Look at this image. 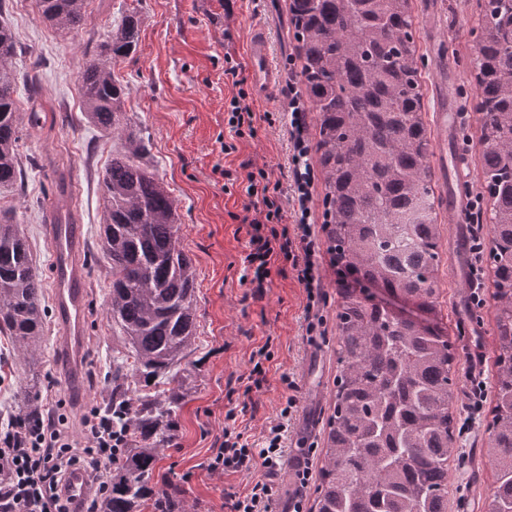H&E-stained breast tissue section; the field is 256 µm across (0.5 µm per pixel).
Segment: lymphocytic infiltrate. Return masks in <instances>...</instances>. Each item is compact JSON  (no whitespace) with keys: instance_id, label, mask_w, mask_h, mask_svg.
Returning <instances> with one entry per match:
<instances>
[{"instance_id":"f902f5d3","label":"lymphocytic infiltrate","mask_w":512,"mask_h":512,"mask_svg":"<svg viewBox=\"0 0 512 512\" xmlns=\"http://www.w3.org/2000/svg\"><path fill=\"white\" fill-rule=\"evenodd\" d=\"M289 126L291 128V165L300 218L293 228L283 227V192L280 183L271 182L265 170L247 172L245 192L253 215L244 257L247 272L242 280L262 294L270 283L271 271L278 261L290 262L298 282L307 293V333H314L321 320L315 315L321 299L318 276V244L308 222L312 171L308 164L309 146L303 137L305 109L296 91H289ZM277 421L267 425L261 447H252L234 424L235 411H227L224 439L213 449L206 466L214 477L229 473L260 471L244 494L226 497V512H274L276 486L274 478L284 462V442L288 421L297 406L295 382ZM65 415H47L35 423L15 417L0 430V512H70L63 496L67 472L84 467L95 480V489L84 504V512H99L102 498L109 488L107 472L120 459L126 440L112 427V416L92 406L80 420L79 435L66 428Z\"/></svg>"}]
</instances>
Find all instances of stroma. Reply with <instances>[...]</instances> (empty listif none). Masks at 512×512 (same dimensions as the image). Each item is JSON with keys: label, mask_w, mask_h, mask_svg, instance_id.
<instances>
[{"label": "stroma", "mask_w": 512, "mask_h": 512, "mask_svg": "<svg viewBox=\"0 0 512 512\" xmlns=\"http://www.w3.org/2000/svg\"><path fill=\"white\" fill-rule=\"evenodd\" d=\"M440 34L450 43L448 69L465 103H472L475 79L472 49L481 35L478 0H440ZM130 12L141 19L134 53L115 68L127 86L126 110L149 134L146 161L177 204L181 245L196 269L195 311L197 349L176 377L183 401L172 420L168 442L150 476L154 490L178 487L187 512H225L226 494L245 492L252 475L236 473L210 478L205 465L224 439V415L244 408L237 425L249 441H260L288 394L286 379L298 385L297 408L288 424V452L297 442L323 447L332 412L337 373L336 270L326 252L323 227V185L311 188L309 221L323 250L318 274L325 299L319 313L322 334L307 341V294L292 268L272 273L263 296H252L240 281L248 236L239 218L250 200L242 180L244 164L265 168L271 180L290 187L292 142L288 131V85L301 83L288 0H105L90 10L82 29L62 32L44 23L36 0H6L0 7L20 51L21 105H35L40 121L24 128L21 153L24 183L0 197V210L10 211L26 237L41 280H48L50 246L45 226L56 198L58 177L71 181L67 202L71 218L83 224L88 313L87 362L82 394L74 396L57 367L51 336H44L37 365L14 354L0 335V408L26 413L24 388L32 374L41 384L37 404L42 412L66 402L72 413L89 403L105 405L112 386V358L123 350V339L112 331L107 310L110 280L101 249L102 176L110 159L111 132L88 126L81 112V72L112 27ZM263 29L270 41L280 80L265 96L250 94L255 114L253 136L237 137L224 120V104L236 89L224 74V57L232 55L245 68L252 32ZM231 144L224 153L222 144ZM234 179L225 189L226 179ZM442 320L456 352L457 386L468 393L477 381L490 383L494 371V300L491 277H484L482 304L457 272L453 226L439 210ZM269 345L261 391H246L252 351ZM487 407H463L458 424V460L448 464V512H488L491 466L481 450L487 440Z\"/></svg>", "instance_id": "35a3bbf8"}]
</instances>
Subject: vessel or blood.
<instances>
[{"label":"vessel or blood","mask_w":512,"mask_h":512,"mask_svg":"<svg viewBox=\"0 0 512 512\" xmlns=\"http://www.w3.org/2000/svg\"><path fill=\"white\" fill-rule=\"evenodd\" d=\"M253 81L261 92H270L277 83V70L269 57L264 33H253L247 48ZM434 84L437 88L434 129L438 165L441 171L442 198L448 216L456 226L455 248L462 275H469L470 234L464 216L469 195V170L457 152L459 107L452 91L453 78L448 71V42L438 37L432 43ZM51 244L53 317L57 330L55 350L70 375H77L86 361L85 315L88 306L85 288L86 270L81 255L84 250L83 227L79 224H50L46 227ZM90 493L83 469H74L68 479L66 495L72 512H81Z\"/></svg>","instance_id":"vessel-or-blood-1"}]
</instances>
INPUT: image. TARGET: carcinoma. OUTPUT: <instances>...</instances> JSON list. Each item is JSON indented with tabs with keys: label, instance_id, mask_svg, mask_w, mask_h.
<instances>
[{
	"label": "carcinoma",
	"instance_id": "obj_1",
	"mask_svg": "<svg viewBox=\"0 0 512 512\" xmlns=\"http://www.w3.org/2000/svg\"><path fill=\"white\" fill-rule=\"evenodd\" d=\"M411 0H290L296 53L318 138L336 281L338 364L333 413L310 512H448V459L459 396L456 354L440 323L422 328L373 302L364 285L440 315L439 224L430 135L422 116ZM88 0H37L41 19L72 31ZM474 46L485 261L493 271L496 357L488 438L489 512H512V0H480ZM140 18L123 16L86 62L80 97L91 125L120 137L103 173L102 250L108 312L126 353L112 361L108 409L129 446L112 469L101 512H176L150 475L183 394L173 386L196 349V270L181 246L177 205L144 157L118 62L137 46ZM0 20V194L23 183L14 60ZM42 281L27 239L0 218V335L35 360L44 334Z\"/></svg>",
	"mask_w": 512,
	"mask_h": 512
}]
</instances>
